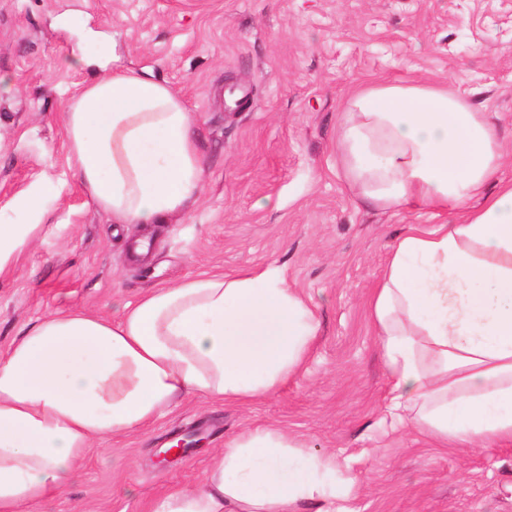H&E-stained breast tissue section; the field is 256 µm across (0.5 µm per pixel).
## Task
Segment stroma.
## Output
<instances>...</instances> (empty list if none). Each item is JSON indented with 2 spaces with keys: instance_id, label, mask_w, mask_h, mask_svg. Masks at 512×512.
<instances>
[{
  "instance_id": "1",
  "label": "stroma",
  "mask_w": 512,
  "mask_h": 512,
  "mask_svg": "<svg viewBox=\"0 0 512 512\" xmlns=\"http://www.w3.org/2000/svg\"><path fill=\"white\" fill-rule=\"evenodd\" d=\"M85 26L111 34L117 65L152 68L195 117L201 192L167 223H113L68 157L63 116L91 78L75 64ZM372 79L449 83L496 123L505 158L493 181L512 182V0H0V224L40 227L0 272V351L55 311L112 318L156 286L267 264L321 321L303 372L276 393L183 399L148 429L93 444L72 486L20 512H151L257 426L350 466L352 512H512V443L441 448L378 425L387 380L371 290L407 225L455 216L354 196L338 118ZM236 84L252 89L238 110L224 102ZM145 235L154 250L138 264L127 247ZM192 427L194 451L163 463Z\"/></svg>"
}]
</instances>
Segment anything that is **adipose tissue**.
<instances>
[{"label":"adipose tissue","mask_w":512,"mask_h":512,"mask_svg":"<svg viewBox=\"0 0 512 512\" xmlns=\"http://www.w3.org/2000/svg\"><path fill=\"white\" fill-rule=\"evenodd\" d=\"M92 73L64 116L88 196L116 224H163L201 190L195 120L147 71L82 58ZM339 148L357 198L456 214L408 227L369 301L387 390L381 423L439 446L512 441V184L485 113L438 82L362 83ZM314 306L275 265L203 273L146 292L118 318L45 316L0 352V512L55 499L92 447L139 431L196 396L249 404L300 373L318 338ZM350 466L283 430H245L203 483L151 512H350Z\"/></svg>","instance_id":"obj_1"}]
</instances>
